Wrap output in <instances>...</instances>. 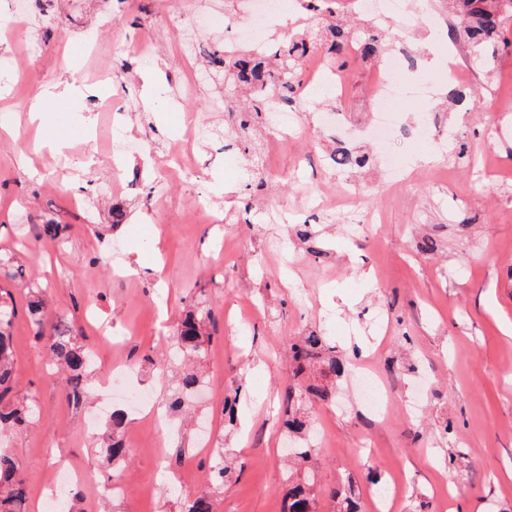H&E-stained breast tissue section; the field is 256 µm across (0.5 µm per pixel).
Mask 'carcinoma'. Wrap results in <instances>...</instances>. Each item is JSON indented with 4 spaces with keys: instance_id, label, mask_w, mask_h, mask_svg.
I'll use <instances>...</instances> for the list:
<instances>
[{
    "instance_id": "obj_1",
    "label": "carcinoma",
    "mask_w": 512,
    "mask_h": 512,
    "mask_svg": "<svg viewBox=\"0 0 512 512\" xmlns=\"http://www.w3.org/2000/svg\"><path fill=\"white\" fill-rule=\"evenodd\" d=\"M455 12L465 22L464 29L455 24L448 28V36L457 40L459 32L479 50L497 41L503 15L512 14V0H453ZM329 44L334 50L333 59L338 69L347 66L352 55L353 37L338 23H328L318 29H308L288 40V45L275 51V55L285 59L277 68L269 67L264 61L253 58V54L239 53L233 58L224 59V67L232 71L238 83L248 92L251 105L248 111L257 115L267 111V101L274 96L286 97L299 86L301 78L293 75L299 59L307 51ZM29 313L38 325L37 339L49 356L63 380V390L69 403L79 407L87 397L85 388L86 369L90 354L86 347L77 342L66 326L53 325L44 331L47 319L45 302L41 299L30 301ZM16 315L14 305L0 301V427L23 431L33 423L30 407L23 403L7 401L14 384L13 343L10 329ZM212 321L208 314L196 309L188 310L182 316L176 336V354L187 362L204 352L206 323ZM327 347V337L311 333L292 345V373L297 377L307 368L317 363L323 377L336 378L344 374V367L335 356L327 358L321 352ZM199 388L198 375L192 371L183 373L177 396L169 403V408L179 410L185 399ZM323 402L336 398L334 385L292 384L285 391L288 405H301L309 397ZM126 414L121 409L112 411L110 422L101 436L102 447L110 460L122 462L129 449L123 439ZM232 467L228 465L224 452L213 456V464L205 475L206 484L221 488L229 483ZM330 497L337 501L339 512H361V506L352 492L343 487L330 490ZM27 490L20 477L17 461L8 450L0 449V512H27ZM284 512H314V494L311 485L296 481L288 490Z\"/></svg>"
}]
</instances>
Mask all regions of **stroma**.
Wrapping results in <instances>:
<instances>
[{"mask_svg": "<svg viewBox=\"0 0 512 512\" xmlns=\"http://www.w3.org/2000/svg\"><path fill=\"white\" fill-rule=\"evenodd\" d=\"M253 0H28L17 30L0 28V257L22 268L23 281L0 276V296L17 313L11 333L14 399L36 409L24 432L0 434L28 491V512H44L57 469L95 471L125 493L103 502L74 485L77 512H181L205 490L209 454L203 439L224 443L235 461L215 512H282L288 458L282 396L296 337L327 333L347 367L360 358L390 384L386 420L368 408L307 402L305 434L314 447L308 476L318 512H334L329 489L350 482L369 512V477L398 480L393 512H512V16L501 25L491 62L472 54L467 100H448L436 61L467 46L445 41L448 0L428 14L388 23L390 37L415 55L407 80L433 79L432 99L402 113L392 148L404 154L405 183L385 178V159L359 133L372 118L368 85L376 60L354 59L345 72L348 124L343 134L322 116L334 98L299 100L305 141H277L273 119L235 131L230 81L210 60L250 18ZM219 17L201 35L188 67L179 23ZM164 81L146 93L145 78ZM65 80L76 88L64 111L45 107L41 121L21 99ZM446 136L417 140L424 112ZM207 125L193 141L195 166L184 172L172 150L187 118ZM135 152L113 158L114 132ZM367 153L362 169L340 173L337 143ZM346 179L382 210V222L348 233L337 216L308 209L315 194L334 197ZM66 225L53 246L20 237L18 220ZM162 272H155L156 263ZM42 293L49 322L71 323L94 354L92 398L67 401L28 315ZM210 312L214 326L195 365L201 377L196 418L154 416L177 385L157 378L169 359L184 311ZM135 371L151 412L129 413L131 456L112 465L100 449L103 407L122 401L104 377L114 360ZM238 420L224 422V400ZM194 486L176 487V468Z\"/></svg>", "mask_w": 512, "mask_h": 512, "instance_id": "35a3bbf8", "label": "stroma"}]
</instances>
